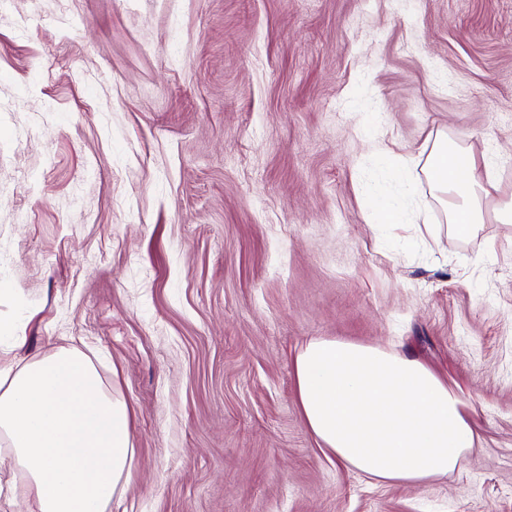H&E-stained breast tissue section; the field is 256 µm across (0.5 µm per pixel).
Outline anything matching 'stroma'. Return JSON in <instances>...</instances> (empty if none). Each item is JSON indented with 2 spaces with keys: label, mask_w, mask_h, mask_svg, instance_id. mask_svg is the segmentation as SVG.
I'll use <instances>...</instances> for the list:
<instances>
[{
  "label": "stroma",
  "mask_w": 512,
  "mask_h": 512,
  "mask_svg": "<svg viewBox=\"0 0 512 512\" xmlns=\"http://www.w3.org/2000/svg\"><path fill=\"white\" fill-rule=\"evenodd\" d=\"M512 201V0H5L0 324L133 411L112 512H512V223L372 224L439 139ZM411 355L477 432L379 484L309 431L313 338Z\"/></svg>",
  "instance_id": "obj_1"
}]
</instances>
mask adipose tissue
Instances as JSON below:
<instances>
[{
	"instance_id": "1",
	"label": "adipose tissue",
	"mask_w": 512,
	"mask_h": 512,
	"mask_svg": "<svg viewBox=\"0 0 512 512\" xmlns=\"http://www.w3.org/2000/svg\"><path fill=\"white\" fill-rule=\"evenodd\" d=\"M455 162L431 189L449 197L454 231L483 221L484 187L470 150L438 141L428 164ZM307 425L336 460L367 477L421 484L448 474L476 432L463 402L420 360L333 338L310 340L295 358ZM136 450L128 403L92 360L56 348L26 362L0 352V512H112Z\"/></svg>"
}]
</instances>
